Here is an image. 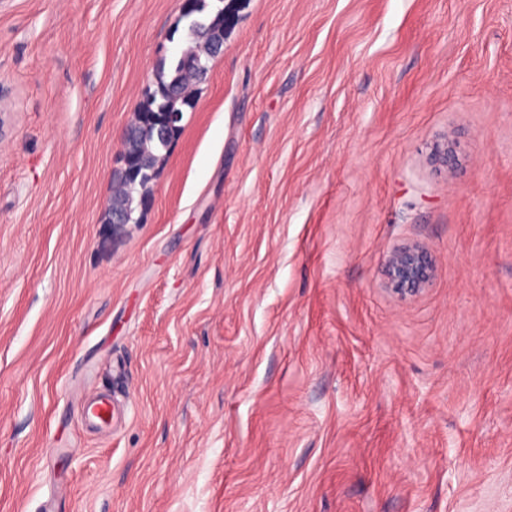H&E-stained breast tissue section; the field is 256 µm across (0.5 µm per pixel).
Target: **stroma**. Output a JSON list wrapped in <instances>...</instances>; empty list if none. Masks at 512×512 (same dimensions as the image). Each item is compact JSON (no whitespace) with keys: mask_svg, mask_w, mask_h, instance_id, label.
Segmentation results:
<instances>
[{"mask_svg":"<svg viewBox=\"0 0 512 512\" xmlns=\"http://www.w3.org/2000/svg\"><path fill=\"white\" fill-rule=\"evenodd\" d=\"M181 3L0 0V512H512V0H224L116 234ZM217 32L224 34V6L214 14H203L196 25H187L188 47L173 58L168 70L165 59H162L156 68L153 85H149L143 91L137 109V119L131 124L136 130V135L125 144L126 151L139 159L140 173L134 182L121 175L119 188L112 196L111 207L104 218L105 224L113 223V233L117 234L126 224L122 216H113L112 210L125 211L129 221L127 224H137L140 216L135 217V213L141 214L150 204L152 183L170 147L181 132L183 114L195 106L192 87L206 78L210 70L209 63L216 58L210 37ZM190 61L198 63V66L189 65ZM170 112L180 114L179 129L176 131L173 124L178 117H171L169 126L174 135L166 131L163 124L164 115ZM160 131L166 132L165 138L158 134ZM387 269L395 292L400 295L414 294L429 281L431 261L428 254L417 247L398 248L389 254ZM81 411L85 422L95 427L109 424L114 416L111 400L97 391L91 392L85 397Z\"/></svg>","mask_w":512,"mask_h":512,"instance_id":"stroma-1","label":"stroma"}]
</instances>
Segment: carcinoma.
I'll return each instance as SVG.
<instances>
[{"label":"carcinoma","instance_id":"obj_1","mask_svg":"<svg viewBox=\"0 0 512 512\" xmlns=\"http://www.w3.org/2000/svg\"><path fill=\"white\" fill-rule=\"evenodd\" d=\"M224 32V11L220 10L198 19L194 26H187L188 47L173 58L171 63L159 62L155 80L142 95L137 109V119L132 123L136 135L126 142V151L137 157L141 168L133 182L126 178L119 180V188L112 196L111 209H121L128 215V221L139 223L135 213L143 212L150 204L152 183L159 169L179 135V131H165L164 115L170 112L184 114L195 106L192 87L202 82L215 59L210 37Z\"/></svg>","mask_w":512,"mask_h":512}]
</instances>
